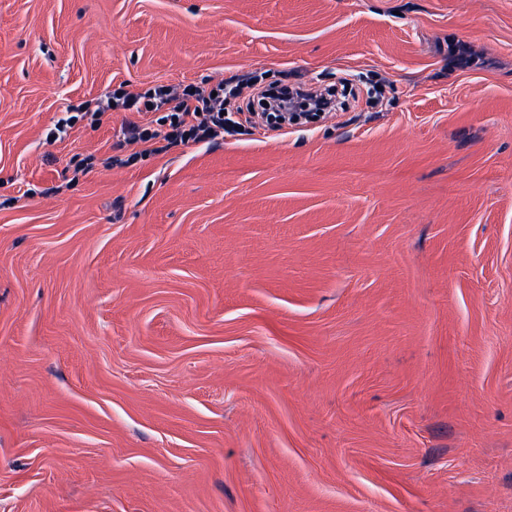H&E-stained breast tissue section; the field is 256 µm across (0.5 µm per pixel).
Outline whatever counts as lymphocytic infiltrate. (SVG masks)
<instances>
[{"mask_svg": "<svg viewBox=\"0 0 512 512\" xmlns=\"http://www.w3.org/2000/svg\"><path fill=\"white\" fill-rule=\"evenodd\" d=\"M248 89L256 90L263 99L279 93L281 102L299 109H312L317 117L335 108L333 100L325 97L291 96L287 80H280L272 88L260 85L253 73L236 72L212 91L189 85L177 94L162 84L136 90L122 83L106 92L96 105L79 104L74 112L60 121L59 126L63 129L71 127L87 117L98 119L109 109L129 112L133 118L121 126L116 149L138 144L144 151L160 155L178 145L216 142L224 136L233 135L238 123L232 116L224 114V105L239 99Z\"/></svg>", "mask_w": 512, "mask_h": 512, "instance_id": "1", "label": "lymphocytic infiltrate"}]
</instances>
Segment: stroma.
Instances as JSON below:
<instances>
[{
	"instance_id": "1",
	"label": "stroma",
	"mask_w": 512,
	"mask_h": 512,
	"mask_svg": "<svg viewBox=\"0 0 512 512\" xmlns=\"http://www.w3.org/2000/svg\"><path fill=\"white\" fill-rule=\"evenodd\" d=\"M237 71L372 98L50 139ZM0 512H512V0H0ZM259 84L260 80L252 72L233 73L224 79V83L209 90L187 85L178 95L167 85L156 84L147 89L136 90L129 88L127 83H120L96 102L95 110L90 109L91 103L83 102L74 108L76 112H66L67 117L59 122L56 130L58 133H65L67 127L71 128L87 116H90L91 123L99 121L98 117L108 109L132 112L140 120H127L118 131L117 142L112 147L122 150L126 145L139 144L143 147L142 151L160 155L174 146L218 142L220 139L224 140V135L232 136L240 124L228 111L226 115H222V111H225L224 102L230 103L239 99L245 89L257 90L260 100L278 92L281 95L278 97L280 108L288 102L293 108L309 107L314 110L291 112L286 123L282 112H249L250 116L246 119L263 130H283L300 116L313 119L326 114L325 112L335 111L331 98L306 97L300 94L291 97V85L288 84L286 75L274 85L259 87ZM213 92H217L215 97H212ZM157 112H164V115L149 117ZM278 113L279 115H275Z\"/></svg>"
}]
</instances>
